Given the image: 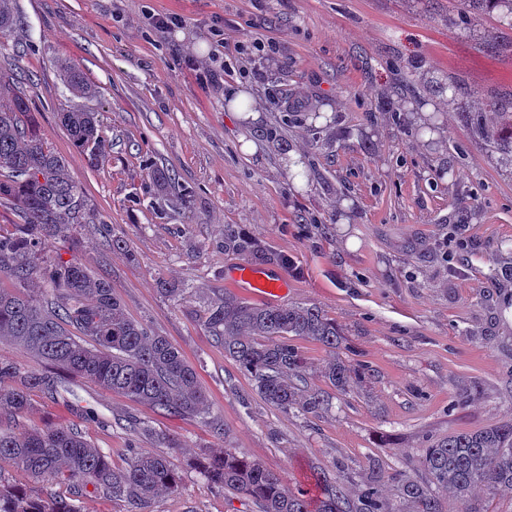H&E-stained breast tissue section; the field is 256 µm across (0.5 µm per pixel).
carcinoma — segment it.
Listing matches in <instances>:
<instances>
[{
	"mask_svg": "<svg viewBox=\"0 0 512 512\" xmlns=\"http://www.w3.org/2000/svg\"><path fill=\"white\" fill-rule=\"evenodd\" d=\"M468 7L502 9L512 18V0H465ZM16 24L12 0H0V37ZM64 80L76 95L92 86L80 70L65 67ZM507 103L482 104L467 113L466 122L489 150L512 162V112ZM496 111L488 126L484 115ZM62 126L90 164L104 154L95 113L78 107L60 112ZM19 213L21 223L11 234H0V275L15 288H0V340L10 338L43 360L49 370L25 369L0 360V414L22 415L31 408L30 391L58 393L56 371L90 379L100 387L149 405L168 416L199 413L206 396L195 368L164 336H150L129 318L110 282L96 278L76 260L45 259L46 245L72 236L87 218L78 183L65 160L52 151L31 115L28 99L10 87L0 73V203ZM224 249L241 255L257 253L255 243L231 229ZM207 325L253 379L258 394L275 408L314 414L326 400L302 387L304 362L288 337L315 340L336 353L323 377L345 393L362 377V368L343 356V338L336 322L317 306L256 305L226 295L214 303ZM246 327L264 341H245ZM422 467L437 488L447 491L463 512H481L472 505V491L512 490V420L473 432H458L426 449ZM14 468L34 478H48L77 487L87 484L132 503L136 512H151L152 495L179 490L180 477L168 457L135 455L128 467L115 471L108 456L92 447L79 430L47 426L0 430V469ZM206 482L254 502L259 512H392L375 487L356 499L342 483L325 473L312 475L313 489L296 494L282 491L279 479L259 462L227 449L204 454L197 463ZM404 498L413 512H444L441 499L426 484L406 480ZM0 512H78L62 498L35 495L26 487L0 483Z\"/></svg>",
	"mask_w": 512,
	"mask_h": 512,
	"instance_id": "carcinoma-1",
	"label": "carcinoma"
}]
</instances>
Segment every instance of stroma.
Segmentation results:
<instances>
[{
  "instance_id": "stroma-1",
  "label": "stroma",
  "mask_w": 512,
  "mask_h": 512,
  "mask_svg": "<svg viewBox=\"0 0 512 512\" xmlns=\"http://www.w3.org/2000/svg\"><path fill=\"white\" fill-rule=\"evenodd\" d=\"M16 11L0 69L14 71L101 226L46 253L109 281L128 317L183 352L207 396L201 413L168 417L65 373L57 395L32 392L26 425L77 424L116 470L137 453L168 456L181 486L154 495L152 512H257L194 468L217 448L260 462L288 492L320 468L350 498L372 483L394 512H410L401 484L428 482L426 448L512 419V165L463 118L512 99V24L500 12H468L461 0H16ZM153 12L184 23L157 29ZM242 39L277 52L258 71L205 78L225 43ZM67 64L93 96L71 94ZM234 83L252 92L257 121L226 112ZM277 98L304 106L293 113ZM65 103L98 113L97 166L61 125ZM245 135L255 154L242 151ZM231 229L258 245L252 264L286 281L284 304L322 308L345 357L364 366L338 393L320 374L333 352L290 337L327 409L268 405L208 329L211 304L236 291ZM183 286L186 298L168 296ZM0 480L73 498L78 512L133 509L10 468Z\"/></svg>"
}]
</instances>
